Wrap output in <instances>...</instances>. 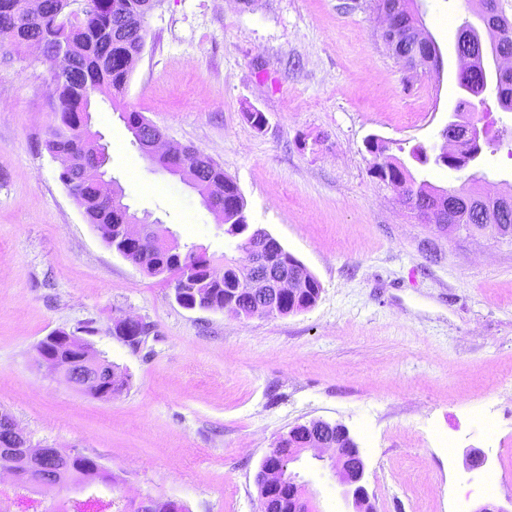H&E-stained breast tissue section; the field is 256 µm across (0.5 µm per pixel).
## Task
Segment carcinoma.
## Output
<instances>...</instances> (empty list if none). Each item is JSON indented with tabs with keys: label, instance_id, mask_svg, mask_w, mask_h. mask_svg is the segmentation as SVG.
Masks as SVG:
<instances>
[{
	"label": "carcinoma",
	"instance_id": "cac0c4a2",
	"mask_svg": "<svg viewBox=\"0 0 512 512\" xmlns=\"http://www.w3.org/2000/svg\"><path fill=\"white\" fill-rule=\"evenodd\" d=\"M147 4L148 0H85L81 12L74 13L69 10L70 0H44L43 15L37 20H31L23 0H0V37H7L18 46L27 45L31 39L36 40L43 62L51 70L57 104L48 126L44 148L49 155L59 159L60 178L63 181L69 171L70 159H87V175L80 184L72 186L71 191L88 221L102 230L103 239L114 249L119 247V243L114 240L112 225L123 223L125 213L113 209L98 194L97 170L101 159L91 155L95 134L84 124L83 114L88 112L91 97L95 93L109 89L120 94L125 89L132 72V54L144 39L141 18ZM415 22L417 18L413 14L402 11L394 13L387 19L388 29L382 34L383 41L397 39L403 52L427 55L426 47L404 39L406 31ZM486 35L487 39L482 43L476 42L470 46L458 43L456 50L481 53L485 58L493 56L504 49L501 41L512 39V28L491 29ZM68 38L73 39L79 53L71 68L60 72L55 51L60 42ZM462 79L467 81L468 88L482 84V62L474 60L473 65L463 72ZM367 148L375 157L373 174L412 201L411 213L415 217H421L423 202L429 194L440 195L439 205L445 209L448 208V198L463 199L461 192H449L426 180L416 181L404 163L391 161V157L386 155L389 147L380 139L370 138ZM468 151L467 141L460 140L450 162L430 158L422 146L412 148L410 155L421 164L431 162L437 166L457 169ZM201 180L220 190L217 206L224 211V233L240 238L236 249L242 254L246 253L252 244V231L245 214V200L237 182L215 162L203 170ZM181 257L193 259L198 266L196 279L192 282L184 281L179 261ZM238 261L237 257L224 256V281L220 284L208 281L206 268L211 266V258L206 251L195 245L182 246L175 239L142 260L141 265L149 275H175V296L183 297L186 303L212 306L234 316L244 317L250 313V297L238 276ZM320 292L321 284L314 278L308 288L289 297L285 309H308L316 303ZM43 343L44 349L53 353L63 366L72 364L78 356L72 344L58 341L52 335L47 336ZM100 362L98 372L103 379H112V393L118 394L125 390L129 385V375L104 358ZM97 466V461L69 452L60 471V481L65 484L75 477H82L92 483L97 477ZM104 505L109 509L117 507L116 512H140L132 500L118 506L112 500L105 503L97 497H87L80 502H62L52 512H95Z\"/></svg>",
	"mask_w": 512,
	"mask_h": 512
}]
</instances>
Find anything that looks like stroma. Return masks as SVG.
<instances>
[{
  "label": "stroma",
  "instance_id": "stroma-1",
  "mask_svg": "<svg viewBox=\"0 0 512 512\" xmlns=\"http://www.w3.org/2000/svg\"><path fill=\"white\" fill-rule=\"evenodd\" d=\"M420 4L442 53L436 78L386 51L374 0H158L125 92L93 96L91 126L131 211L204 247L214 267L236 253L198 192L133 144L125 111L208 153L237 181L248 222L322 286L309 309L250 319L182 307L172 275H147L104 242L43 146L55 94L40 52L0 37V411L120 475L105 499L259 512L263 458L322 419L356 442L374 512L512 506V241L419 222L366 147L373 135L399 144L416 180L473 187L469 170L409 154L442 143L459 97L457 31L474 18L463 0ZM484 99L480 170L512 186V111L495 90ZM255 110L264 130L247 119ZM126 316L149 327L139 346L113 331ZM89 322L96 353L130 376L109 400L36 359L46 336ZM471 448L485 455L475 471ZM292 469L319 512H342L321 462L306 454ZM491 472L503 481L489 496Z\"/></svg>",
  "mask_w": 512,
  "mask_h": 512
}]
</instances>
